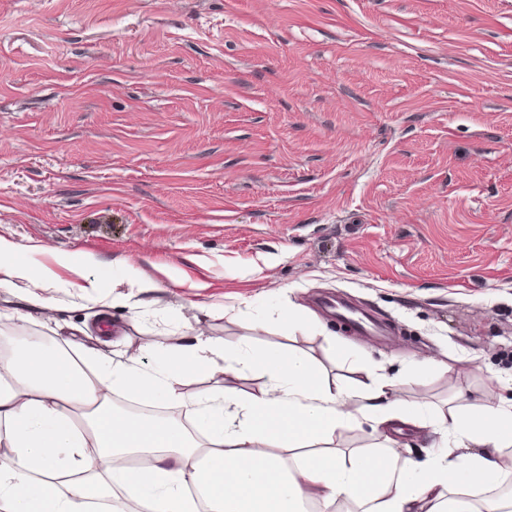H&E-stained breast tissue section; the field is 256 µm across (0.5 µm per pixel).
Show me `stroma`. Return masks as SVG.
<instances>
[{
	"mask_svg": "<svg viewBox=\"0 0 512 512\" xmlns=\"http://www.w3.org/2000/svg\"><path fill=\"white\" fill-rule=\"evenodd\" d=\"M0 236L58 301L0 288L1 335L152 370L203 326L481 399L512 377V0H0ZM322 293L388 336L289 335ZM119 288H152V284L150 280L141 277L130 279L127 283H113L112 299L110 301L112 307H130L129 302L132 294Z\"/></svg>",
	"mask_w": 512,
	"mask_h": 512,
	"instance_id": "35a3bbf8",
	"label": "stroma"
}]
</instances>
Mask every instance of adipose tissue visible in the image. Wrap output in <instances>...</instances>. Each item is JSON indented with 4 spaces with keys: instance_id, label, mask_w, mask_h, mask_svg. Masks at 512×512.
I'll return each mask as SVG.
<instances>
[{
    "instance_id": "adipose-tissue-1",
    "label": "adipose tissue",
    "mask_w": 512,
    "mask_h": 512,
    "mask_svg": "<svg viewBox=\"0 0 512 512\" xmlns=\"http://www.w3.org/2000/svg\"><path fill=\"white\" fill-rule=\"evenodd\" d=\"M150 373L136 360L86 372L61 347L28 340L0 357V512H512L506 499L477 500L476 487L512 475V404L491 375L483 401L432 418L447 440L428 463L391 451L389 428L419 426L424 409L391 400V379L367 368L345 386L302 351L256 348L249 336L227 345L197 333L163 351ZM234 378L261 373L241 394L224 386L185 399L199 370ZM136 401L185 406L184 419L130 415L114 390ZM370 422L386 435L364 452L337 438ZM295 467L286 469L285 456Z\"/></svg>"
}]
</instances>
